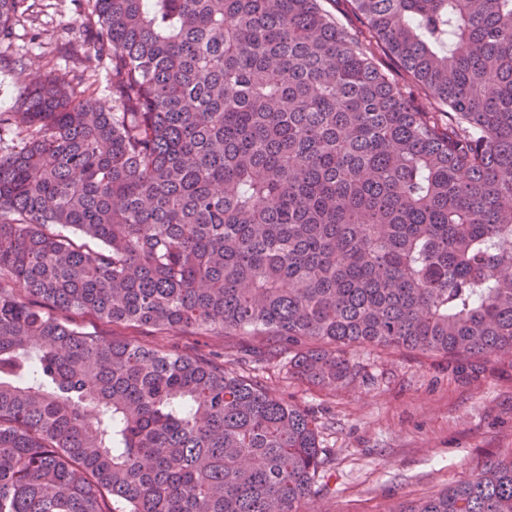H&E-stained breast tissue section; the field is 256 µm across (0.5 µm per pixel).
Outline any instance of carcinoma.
Segmentation results:
<instances>
[{
  "mask_svg": "<svg viewBox=\"0 0 512 512\" xmlns=\"http://www.w3.org/2000/svg\"><path fill=\"white\" fill-rule=\"evenodd\" d=\"M27 2L0 0V42ZM352 5L356 36L320 0H93L112 100L50 75L0 117V512L312 494L310 411L80 314L269 334L324 387L349 348L512 355V0ZM396 512H512V456ZM78 320L83 324L84 328L88 331H96L106 340H110L113 337H129L144 340L143 334L140 329L134 327H123V326H106L94 315H82L79 316Z\"/></svg>",
  "mask_w": 512,
  "mask_h": 512,
  "instance_id": "carcinoma-1",
  "label": "carcinoma"
}]
</instances>
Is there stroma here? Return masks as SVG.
<instances>
[{
	"label": "stroma",
	"mask_w": 512,
	"mask_h": 512,
	"mask_svg": "<svg viewBox=\"0 0 512 512\" xmlns=\"http://www.w3.org/2000/svg\"><path fill=\"white\" fill-rule=\"evenodd\" d=\"M9 41L0 43V113L13 111L30 80H75L93 53L88 0H28ZM151 345L188 355L218 351L226 362L258 350L271 391L318 421L324 466L301 512H394L512 454V357H491L458 372L446 358L374 347L348 350L354 381L327 388L288 376L272 336L177 332Z\"/></svg>",
	"instance_id": "obj_1"
}]
</instances>
